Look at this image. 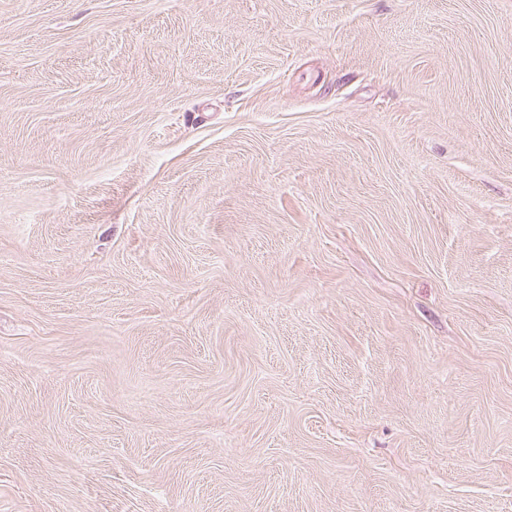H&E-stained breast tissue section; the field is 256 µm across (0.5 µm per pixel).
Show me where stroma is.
<instances>
[{"instance_id":"1","label":"stroma","mask_w":512,"mask_h":512,"mask_svg":"<svg viewBox=\"0 0 512 512\" xmlns=\"http://www.w3.org/2000/svg\"><path fill=\"white\" fill-rule=\"evenodd\" d=\"M0 512H512V0H0Z\"/></svg>"}]
</instances>
